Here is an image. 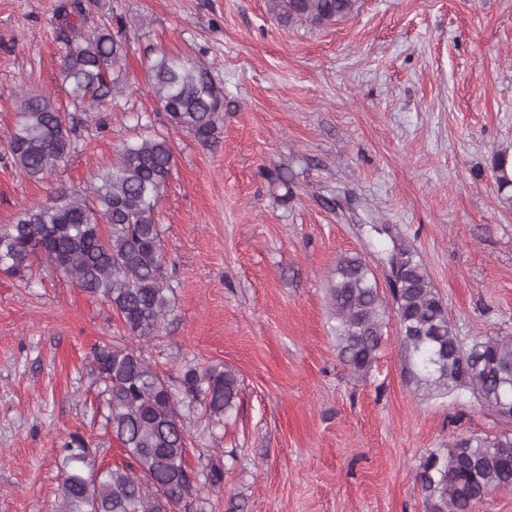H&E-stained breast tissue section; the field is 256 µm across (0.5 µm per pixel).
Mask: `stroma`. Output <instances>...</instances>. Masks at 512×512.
I'll list each match as a JSON object with an SVG mask.
<instances>
[{
    "label": "stroma",
    "mask_w": 512,
    "mask_h": 512,
    "mask_svg": "<svg viewBox=\"0 0 512 512\" xmlns=\"http://www.w3.org/2000/svg\"><path fill=\"white\" fill-rule=\"evenodd\" d=\"M56 4L0 0V226L55 188L85 190L139 125L168 137L158 222L172 307L145 355L172 379L189 365L240 379L227 424L190 426L189 466L202 448L224 464L206 512H425L423 457L512 421L407 380L392 316L377 363L353 377L327 289L357 255L388 295L385 257L404 244L459 336L512 335V211L492 171L512 151V0H358L319 27L281 24L268 0H90L93 25L125 47L120 93L91 112L68 103ZM162 52L210 67L224 121L209 142L159 111L148 60ZM24 94L50 95L77 128L45 183L8 152ZM119 333L107 304L45 261L26 280L0 266V512H53L69 432L102 466L124 462L88 360Z\"/></svg>",
    "instance_id": "obj_1"
}]
</instances>
